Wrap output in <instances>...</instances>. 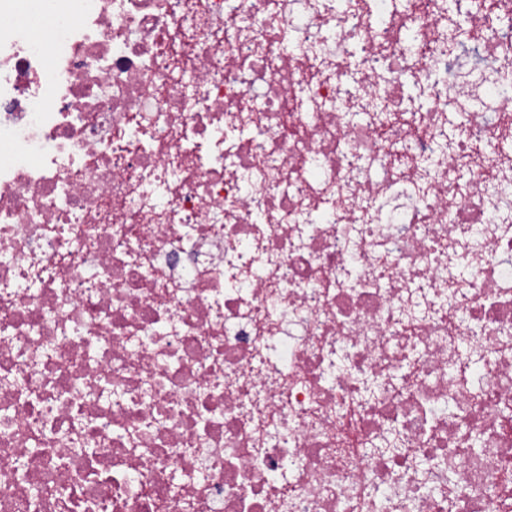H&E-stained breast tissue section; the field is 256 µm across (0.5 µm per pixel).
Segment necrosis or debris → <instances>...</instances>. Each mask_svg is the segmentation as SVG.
<instances>
[{"instance_id":"necrosis-or-debris-1","label":"necrosis or debris","mask_w":512,"mask_h":512,"mask_svg":"<svg viewBox=\"0 0 512 512\" xmlns=\"http://www.w3.org/2000/svg\"><path fill=\"white\" fill-rule=\"evenodd\" d=\"M511 140L512 0H0V512H512Z\"/></svg>"}]
</instances>
